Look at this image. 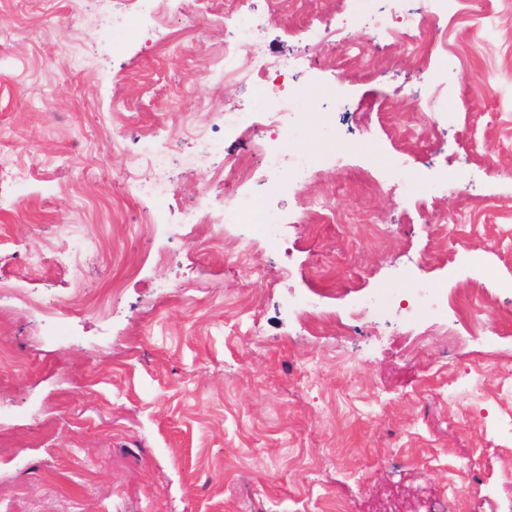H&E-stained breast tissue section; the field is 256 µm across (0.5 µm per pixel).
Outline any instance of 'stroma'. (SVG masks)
<instances>
[{
	"label": "stroma",
	"instance_id": "stroma-1",
	"mask_svg": "<svg viewBox=\"0 0 512 512\" xmlns=\"http://www.w3.org/2000/svg\"><path fill=\"white\" fill-rule=\"evenodd\" d=\"M427 0H173L168 20L141 37L100 34L84 52L85 0H0V157L27 180L0 201V251L15 263L0 279L56 297L98 300L105 317L71 319L72 335L47 340L14 300L0 303V344L27 364H0V438L26 445L24 466L0 457L12 503L0 512H395L421 493L474 497L477 480L499 484L481 512L512 499L484 436L496 416L482 402L449 422L440 386L449 369H483L512 357V0H457L435 21L437 49L414 53L398 28ZM257 26L250 54L302 58L295 83L297 136L279 169L257 168L246 187L209 199L225 238L224 203L265 199L281 248L248 256L218 248L206 229L154 238L148 210L180 221L203 175L250 145L223 131L218 155L193 139L201 102L222 127L260 121L270 77L225 81L202 63L241 25ZM397 100V121L385 106ZM436 122L402 131L426 101ZM168 155L173 188L142 203L130 147ZM109 149L98 161L96 149ZM315 176L285 192L296 159ZM363 224H379L381 239ZM87 235L97 250L78 275L28 255ZM171 260L155 261L157 249ZM189 280L166 293L157 282ZM425 280L456 297L478 287L498 313L491 337L458 314L413 316L405 297ZM124 285L121 302L107 299ZM392 289L377 324L363 297ZM349 327L345 341L303 333L299 301ZM237 329L224 328V313ZM320 363L303 380L301 363ZM439 458L440 468L428 460ZM478 477H471L472 462Z\"/></svg>",
	"mask_w": 512,
	"mask_h": 512
}]
</instances>
